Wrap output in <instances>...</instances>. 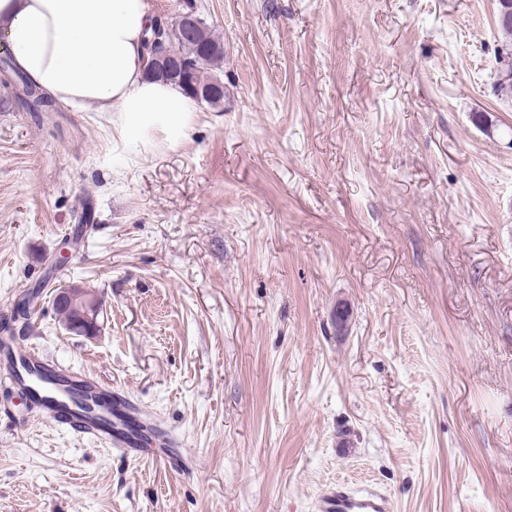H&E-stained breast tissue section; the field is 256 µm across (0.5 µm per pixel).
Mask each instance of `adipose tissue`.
<instances>
[{"instance_id": "ef3b65f1", "label": "adipose tissue", "mask_w": 512, "mask_h": 512, "mask_svg": "<svg viewBox=\"0 0 512 512\" xmlns=\"http://www.w3.org/2000/svg\"><path fill=\"white\" fill-rule=\"evenodd\" d=\"M151 0H0V45L57 102L124 116L131 143L154 126L179 135L195 105L149 78L144 34Z\"/></svg>"}]
</instances>
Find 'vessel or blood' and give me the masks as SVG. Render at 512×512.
<instances>
[{
  "label": "vessel or blood",
  "mask_w": 512,
  "mask_h": 512,
  "mask_svg": "<svg viewBox=\"0 0 512 512\" xmlns=\"http://www.w3.org/2000/svg\"><path fill=\"white\" fill-rule=\"evenodd\" d=\"M0 378L27 394L41 420L66 426L76 436L99 441L126 455L139 453L141 438L153 435L160 447L174 442L124 394L106 392L86 375L61 367L41 351L7 342L0 345ZM316 512H391L388 495L344 483L324 490Z\"/></svg>",
  "instance_id": "1"
}]
</instances>
